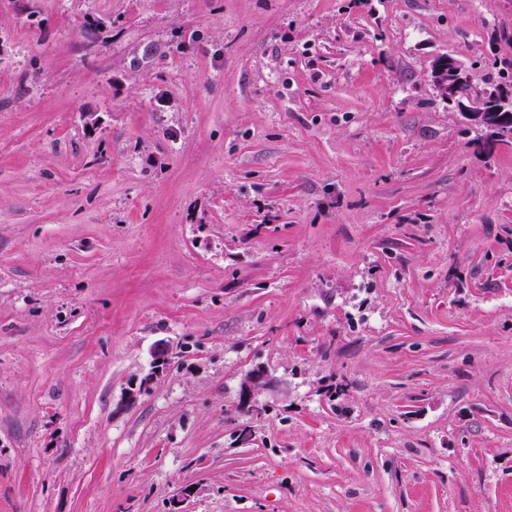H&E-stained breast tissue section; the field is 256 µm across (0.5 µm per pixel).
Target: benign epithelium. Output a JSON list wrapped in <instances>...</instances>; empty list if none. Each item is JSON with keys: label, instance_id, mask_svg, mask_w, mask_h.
I'll use <instances>...</instances> for the list:
<instances>
[{"label": "benign epithelium", "instance_id": "obj_1", "mask_svg": "<svg viewBox=\"0 0 512 512\" xmlns=\"http://www.w3.org/2000/svg\"><path fill=\"white\" fill-rule=\"evenodd\" d=\"M469 80L464 68L458 64H449L443 61L435 67V84L440 94L453 108L467 116L469 120L489 128L497 136L508 134L501 129L504 117L502 113L512 112V100L500 98L496 92L482 89L468 94L462 91L463 84ZM263 381V374L254 372L244 384L245 399L243 405L253 411H258L261 406L251 400L250 394L254 387Z\"/></svg>", "mask_w": 512, "mask_h": 512}]
</instances>
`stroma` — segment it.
Masks as SVG:
<instances>
[{
    "mask_svg": "<svg viewBox=\"0 0 512 512\" xmlns=\"http://www.w3.org/2000/svg\"><path fill=\"white\" fill-rule=\"evenodd\" d=\"M446 55L512 73V0H0V512H512V147ZM434 78L437 90L448 101V105H452L457 112L467 116L468 120L489 128L498 137L505 135L507 138L503 141L512 145L511 129L509 135H506L509 133L507 128L499 130L504 120L501 114L506 112L512 116L510 99L499 98L496 92L489 89H482L476 93L472 90L465 94L462 91L463 84L466 81L470 83V80L459 64H449L445 61L437 63Z\"/></svg>",
    "mask_w": 512,
    "mask_h": 512,
    "instance_id": "1",
    "label": "stroma"
}]
</instances>
